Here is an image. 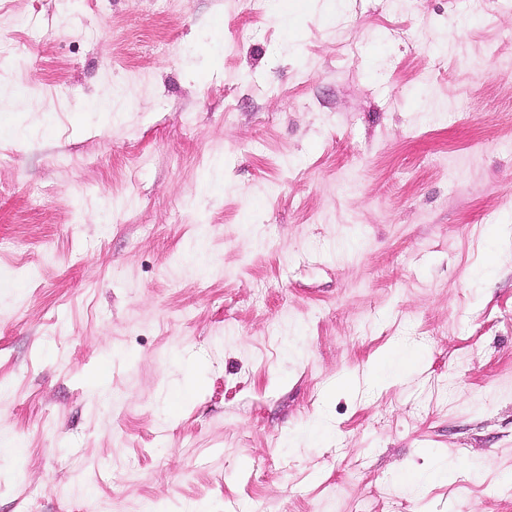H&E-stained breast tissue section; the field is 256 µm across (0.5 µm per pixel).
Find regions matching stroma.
<instances>
[{
    "instance_id": "stroma-1",
    "label": "stroma",
    "mask_w": 512,
    "mask_h": 512,
    "mask_svg": "<svg viewBox=\"0 0 512 512\" xmlns=\"http://www.w3.org/2000/svg\"><path fill=\"white\" fill-rule=\"evenodd\" d=\"M287 8L0 0V512H512V0Z\"/></svg>"
}]
</instances>
